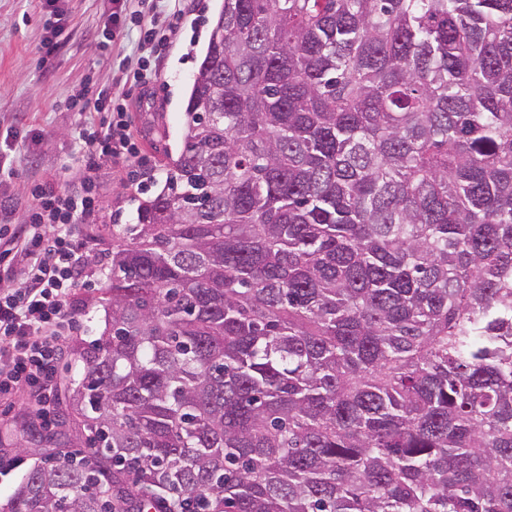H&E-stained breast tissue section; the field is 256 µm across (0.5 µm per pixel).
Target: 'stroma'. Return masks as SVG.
<instances>
[{
    "label": "stroma",
    "instance_id": "obj_1",
    "mask_svg": "<svg viewBox=\"0 0 512 512\" xmlns=\"http://www.w3.org/2000/svg\"><path fill=\"white\" fill-rule=\"evenodd\" d=\"M185 17L160 65L152 94L134 98L133 133L142 155L164 185L166 156L178 155L183 142V113L211 24L222 0H185ZM112 0H60L59 13L40 0H0V198L12 197L16 220L35 204L32 190L44 184L69 189L81 180L77 165V128L84 117L71 102L95 87L112 90L121 104L129 86L117 69L120 59L139 55L136 31L111 36L104 26ZM64 42L51 55L43 43L54 28ZM98 211L80 225L77 240L89 256L112 250V234L135 223L138 190L124 178L121 164L102 163L97 174ZM59 422L41 427L25 397L0 402V418L10 425L0 431V460H23L26 466L48 461L71 450L76 432L67 405L70 375L57 371Z\"/></svg>",
    "mask_w": 512,
    "mask_h": 512
}]
</instances>
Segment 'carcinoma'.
<instances>
[{"mask_svg": "<svg viewBox=\"0 0 512 512\" xmlns=\"http://www.w3.org/2000/svg\"><path fill=\"white\" fill-rule=\"evenodd\" d=\"M183 125L7 512H512V0H224Z\"/></svg>", "mask_w": 512, "mask_h": 512, "instance_id": "obj_1", "label": "carcinoma"}]
</instances>
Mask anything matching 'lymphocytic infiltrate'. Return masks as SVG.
<instances>
[{"instance_id": "obj_1", "label": "lymphocytic infiltrate", "mask_w": 512, "mask_h": 512, "mask_svg": "<svg viewBox=\"0 0 512 512\" xmlns=\"http://www.w3.org/2000/svg\"><path fill=\"white\" fill-rule=\"evenodd\" d=\"M184 13L180 6L162 7L149 20H137L139 46L162 56ZM112 91L103 88L76 105L78 112H110L109 120L85 122L78 130L84 162V184L77 192L38 189L37 203L25 223L0 228V240L19 244L22 266L11 285L0 289V397L24 388L35 398L42 426L55 424L50 372L54 362L81 328L76 319L78 291L104 274V263L92 262L75 231L96 212L92 194L100 162L132 161L146 166L132 135L127 112L112 108ZM0 251V261L8 257Z\"/></svg>"}]
</instances>
